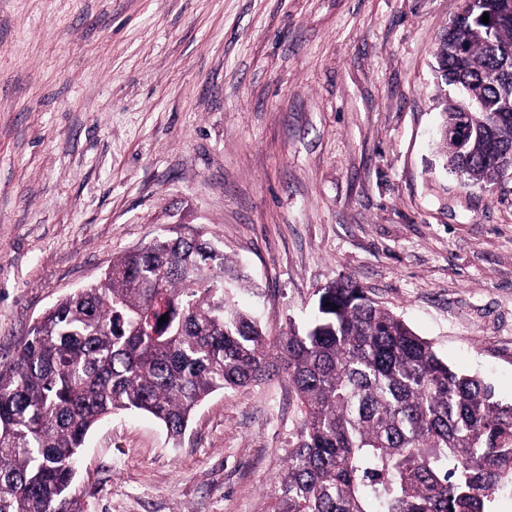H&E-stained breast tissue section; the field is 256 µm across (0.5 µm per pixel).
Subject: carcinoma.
<instances>
[{
	"label": "carcinoma",
	"instance_id": "cac0c4a2",
	"mask_svg": "<svg viewBox=\"0 0 512 512\" xmlns=\"http://www.w3.org/2000/svg\"><path fill=\"white\" fill-rule=\"evenodd\" d=\"M445 32L442 79L465 96L442 98L440 126L471 112L466 144L440 136L443 166L484 189L512 164V0H475ZM229 280L244 275L211 242L161 238L32 326L0 364V512H87L75 476L101 421L146 413L176 442L208 395L251 380L267 341ZM319 293L281 341L300 422L277 512H491L512 486V402L353 280Z\"/></svg>",
	"mask_w": 512,
	"mask_h": 512
}]
</instances>
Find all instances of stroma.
Returning <instances> with one entry per match:
<instances>
[{
    "instance_id": "obj_1",
    "label": "stroma",
    "mask_w": 512,
    "mask_h": 512,
    "mask_svg": "<svg viewBox=\"0 0 512 512\" xmlns=\"http://www.w3.org/2000/svg\"><path fill=\"white\" fill-rule=\"evenodd\" d=\"M461 0H0V361L163 237L223 247L270 346L180 442L87 437V512H273L298 400L276 342L353 278L512 401V178L442 167L434 43Z\"/></svg>"
}]
</instances>
